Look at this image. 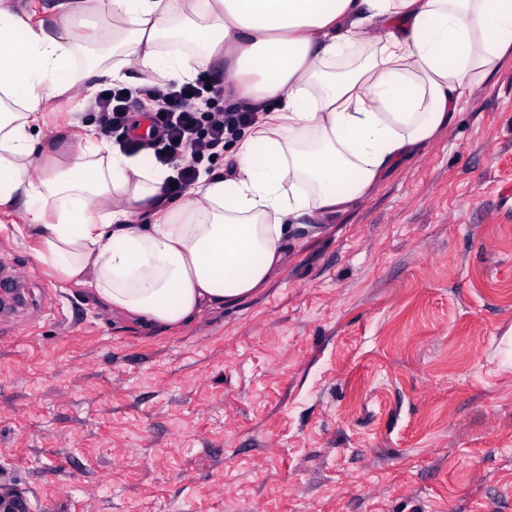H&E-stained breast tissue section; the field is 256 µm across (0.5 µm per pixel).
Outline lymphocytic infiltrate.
<instances>
[{
    "instance_id": "obj_1",
    "label": "lymphocytic infiltrate",
    "mask_w": 512,
    "mask_h": 512,
    "mask_svg": "<svg viewBox=\"0 0 512 512\" xmlns=\"http://www.w3.org/2000/svg\"><path fill=\"white\" fill-rule=\"evenodd\" d=\"M129 99L115 87L98 95L95 106L101 114L103 130L113 135L123 149L149 148L157 161L174 165L176 177L166 191L176 195L189 189L202 167L224 153L228 140L236 138L257 119L251 107H224V83L169 85L155 92L154 105L147 112L148 141L134 138L137 127L128 111Z\"/></svg>"
}]
</instances>
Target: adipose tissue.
<instances>
[{"label": "adipose tissue", "instance_id": "1", "mask_svg": "<svg viewBox=\"0 0 512 512\" xmlns=\"http://www.w3.org/2000/svg\"><path fill=\"white\" fill-rule=\"evenodd\" d=\"M54 27L0 0V207L19 209L33 258L145 328L178 327L266 287L303 216L342 222L420 155L465 91L512 54V0H55ZM98 11L122 27L75 37ZM113 57L104 64L102 55ZM220 69L256 106L227 175L185 198L87 126L49 150L46 105L103 78L182 85Z\"/></svg>", "mask_w": 512, "mask_h": 512}]
</instances>
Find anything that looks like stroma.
<instances>
[{
  "label": "stroma",
  "mask_w": 512,
  "mask_h": 512,
  "mask_svg": "<svg viewBox=\"0 0 512 512\" xmlns=\"http://www.w3.org/2000/svg\"><path fill=\"white\" fill-rule=\"evenodd\" d=\"M68 157L99 123L53 100ZM0 485L35 512H512V58L239 304L112 315L0 216Z\"/></svg>",
  "instance_id": "35a3bbf8"
}]
</instances>
